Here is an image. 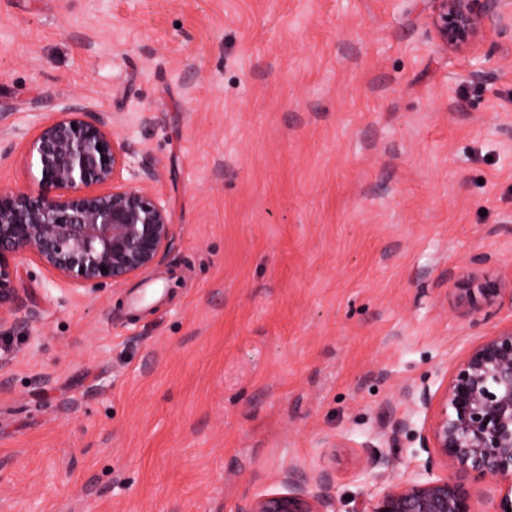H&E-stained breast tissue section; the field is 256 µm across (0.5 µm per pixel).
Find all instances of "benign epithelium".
<instances>
[{
	"instance_id": "benign-epithelium-1",
	"label": "benign epithelium",
	"mask_w": 512,
	"mask_h": 512,
	"mask_svg": "<svg viewBox=\"0 0 512 512\" xmlns=\"http://www.w3.org/2000/svg\"><path fill=\"white\" fill-rule=\"evenodd\" d=\"M430 24L448 52L482 58L486 33L512 22V0H431ZM111 119L67 103L45 118L26 144L36 169V193L0 189V325L19 310L26 289L17 260L34 257L72 288L94 292L143 274L160 262L174 234L172 211L134 170L136 146L117 140ZM129 177H123V172ZM492 257H469L449 282L467 294L473 322L504 297L512 277L486 270ZM410 406L396 430L415 433L427 453L411 475L364 494L354 512H483L482 495L464 477L498 488L491 512L512 508V324L482 336L436 391L408 394ZM286 492L263 495L244 512H331L332 477L294 470Z\"/></svg>"
}]
</instances>
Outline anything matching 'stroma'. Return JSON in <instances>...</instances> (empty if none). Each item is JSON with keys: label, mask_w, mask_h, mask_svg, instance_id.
Segmentation results:
<instances>
[{"label": "stroma", "mask_w": 512, "mask_h": 512, "mask_svg": "<svg viewBox=\"0 0 512 512\" xmlns=\"http://www.w3.org/2000/svg\"><path fill=\"white\" fill-rule=\"evenodd\" d=\"M429 0H0V127L72 99L169 202L154 269L90 294L22 261L0 512H241L294 469L354 512L362 444L512 275V39L441 51ZM491 260L488 254H473L459 273L448 280L453 288L469 294L466 313L472 322L478 321L483 313L486 315V309L500 303L505 296L509 297L512 304V276L505 278L490 274L486 266ZM471 291H477L479 299L473 298Z\"/></svg>", "instance_id": "stroma-1"}]
</instances>
